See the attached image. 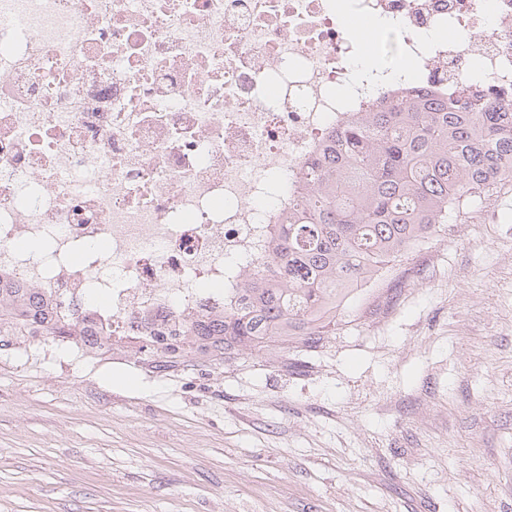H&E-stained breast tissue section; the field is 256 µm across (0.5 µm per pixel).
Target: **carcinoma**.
<instances>
[{"label":"carcinoma","mask_w":512,"mask_h":512,"mask_svg":"<svg viewBox=\"0 0 512 512\" xmlns=\"http://www.w3.org/2000/svg\"><path fill=\"white\" fill-rule=\"evenodd\" d=\"M305 175L306 196L275 225L237 306L180 327L210 354L317 345L359 287L512 182V109L408 89L329 135ZM34 333L77 344L88 329L29 293L0 294V335Z\"/></svg>","instance_id":"obj_1"}]
</instances>
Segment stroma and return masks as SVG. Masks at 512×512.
<instances>
[{
  "label": "stroma",
  "mask_w": 512,
  "mask_h": 512,
  "mask_svg": "<svg viewBox=\"0 0 512 512\" xmlns=\"http://www.w3.org/2000/svg\"><path fill=\"white\" fill-rule=\"evenodd\" d=\"M314 348L0 355V512H512V182Z\"/></svg>",
  "instance_id": "stroma-1"
}]
</instances>
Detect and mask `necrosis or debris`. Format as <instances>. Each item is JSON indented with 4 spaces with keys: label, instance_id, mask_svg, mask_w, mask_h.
<instances>
[{
    "label": "necrosis or debris",
    "instance_id": "1",
    "mask_svg": "<svg viewBox=\"0 0 512 512\" xmlns=\"http://www.w3.org/2000/svg\"><path fill=\"white\" fill-rule=\"evenodd\" d=\"M411 83L512 102V0H0V288L102 345L223 313L326 131Z\"/></svg>",
    "mask_w": 512,
    "mask_h": 512
}]
</instances>
